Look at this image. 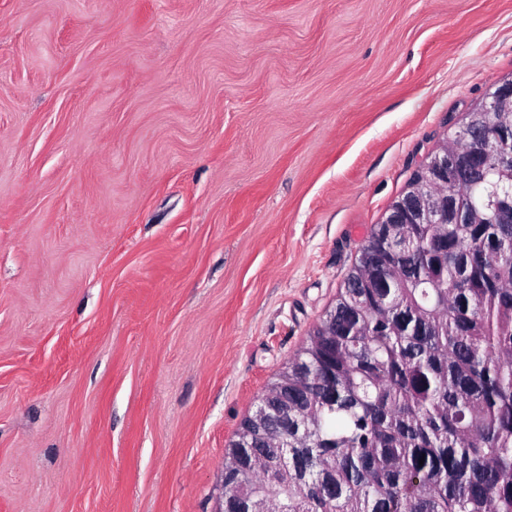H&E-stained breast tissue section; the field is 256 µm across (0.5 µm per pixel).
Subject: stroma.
I'll use <instances>...</instances> for the list:
<instances>
[{"instance_id": "obj_1", "label": "stroma", "mask_w": 512, "mask_h": 512, "mask_svg": "<svg viewBox=\"0 0 512 512\" xmlns=\"http://www.w3.org/2000/svg\"><path fill=\"white\" fill-rule=\"evenodd\" d=\"M512 0H0V512H219L224 454Z\"/></svg>"}]
</instances>
